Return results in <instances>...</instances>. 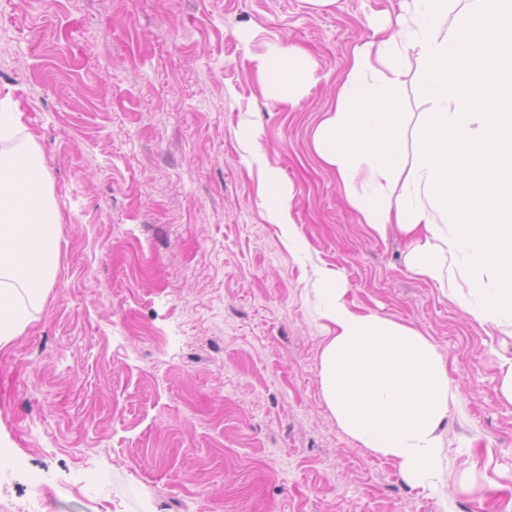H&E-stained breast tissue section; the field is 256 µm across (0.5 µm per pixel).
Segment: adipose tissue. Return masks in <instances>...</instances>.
Listing matches in <instances>:
<instances>
[{
	"label": "adipose tissue",
	"instance_id": "adipose-tissue-1",
	"mask_svg": "<svg viewBox=\"0 0 512 512\" xmlns=\"http://www.w3.org/2000/svg\"><path fill=\"white\" fill-rule=\"evenodd\" d=\"M450 0H401L374 44L355 48L335 110L312 133L348 205L379 237L397 227L407 269L480 324L512 331V0H468L448 27ZM416 49L431 105L406 153L394 92ZM256 73L270 97L299 101L314 68L296 46L273 43ZM259 196L289 250L303 241L293 189L260 165ZM329 325L323 399L358 444L394 460L414 487L438 493L446 466L440 429L455 399L433 344L414 328L357 309L338 272L314 290Z\"/></svg>",
	"mask_w": 512,
	"mask_h": 512
}]
</instances>
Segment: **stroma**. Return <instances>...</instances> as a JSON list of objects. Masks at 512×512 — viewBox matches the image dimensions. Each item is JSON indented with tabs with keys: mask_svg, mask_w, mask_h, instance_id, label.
Returning a JSON list of instances; mask_svg holds the SVG:
<instances>
[{
	"mask_svg": "<svg viewBox=\"0 0 512 512\" xmlns=\"http://www.w3.org/2000/svg\"><path fill=\"white\" fill-rule=\"evenodd\" d=\"M397 0H0V101L37 141L60 211L56 280L0 344V512H512V335L411 273L344 200L312 132L354 47ZM301 47L298 103L254 74ZM408 49L401 137L430 105ZM294 188L290 252L247 160ZM413 327L460 396L444 496L337 424L320 388L315 271ZM465 479L476 493L457 494Z\"/></svg>",
	"mask_w": 512,
	"mask_h": 512,
	"instance_id": "1",
	"label": "stroma"
}]
</instances>
